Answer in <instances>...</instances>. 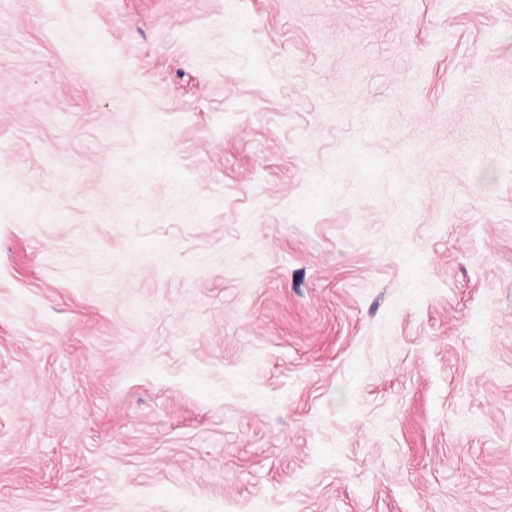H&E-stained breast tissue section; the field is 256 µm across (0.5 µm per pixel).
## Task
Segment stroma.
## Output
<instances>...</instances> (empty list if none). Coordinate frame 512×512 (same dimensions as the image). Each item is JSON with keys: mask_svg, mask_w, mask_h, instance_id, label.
<instances>
[{"mask_svg": "<svg viewBox=\"0 0 512 512\" xmlns=\"http://www.w3.org/2000/svg\"><path fill=\"white\" fill-rule=\"evenodd\" d=\"M0 512H512V0H0Z\"/></svg>", "mask_w": 512, "mask_h": 512, "instance_id": "stroma-1", "label": "stroma"}]
</instances>
